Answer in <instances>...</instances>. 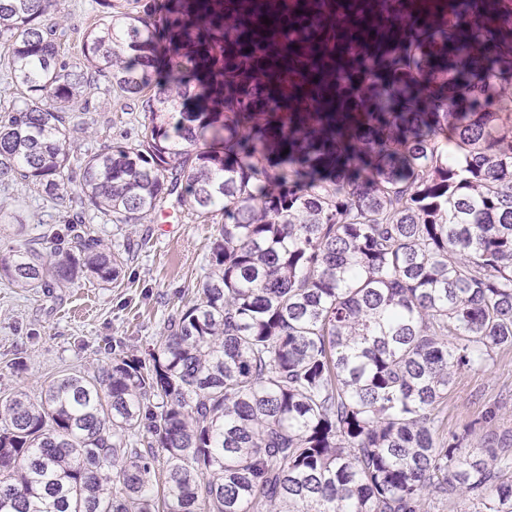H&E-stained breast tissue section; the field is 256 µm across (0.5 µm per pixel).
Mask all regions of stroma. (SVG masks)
<instances>
[{
	"mask_svg": "<svg viewBox=\"0 0 512 512\" xmlns=\"http://www.w3.org/2000/svg\"><path fill=\"white\" fill-rule=\"evenodd\" d=\"M95 8L94 0H65L56 33L62 58L79 54ZM143 121L136 101L99 83L69 123L67 207L30 184L0 186L1 247L52 225L80 222L112 250L130 242L138 246L116 283L84 277L57 298L22 291L0 278V395L22 390L36 397L61 376L93 372L107 363L119 341L146 354L180 302L195 299L205 280L215 224L171 211L138 224H113L100 213L82 218V158L116 142L135 143ZM442 418L445 436L462 437L464 447L512 446V349L496 351L486 369L458 372Z\"/></svg>",
	"mask_w": 512,
	"mask_h": 512,
	"instance_id": "stroma-1",
	"label": "stroma"
}]
</instances>
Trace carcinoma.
<instances>
[{
    "instance_id": "cac0c4a2",
    "label": "carcinoma",
    "mask_w": 512,
    "mask_h": 512,
    "mask_svg": "<svg viewBox=\"0 0 512 512\" xmlns=\"http://www.w3.org/2000/svg\"><path fill=\"white\" fill-rule=\"evenodd\" d=\"M62 2L0 0V185L64 200L103 77L145 120L84 209L224 222L146 356L0 396V512H512V459L439 433L512 348V0H95L70 63ZM124 264L76 224L0 249L36 293ZM8 53L1 47L0 40V113L4 115V108L9 107L16 100L20 99L22 89L15 84L8 69Z\"/></svg>"
}]
</instances>
